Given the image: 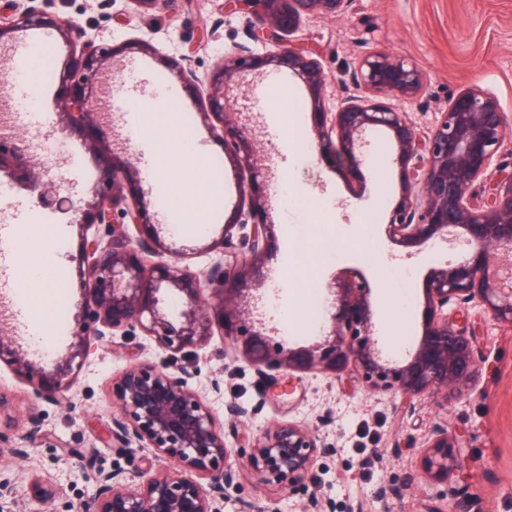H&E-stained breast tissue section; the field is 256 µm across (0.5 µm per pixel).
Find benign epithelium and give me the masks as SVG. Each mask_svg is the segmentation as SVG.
<instances>
[{
	"label": "benign epithelium",
	"instance_id": "benign-epithelium-1",
	"mask_svg": "<svg viewBox=\"0 0 512 512\" xmlns=\"http://www.w3.org/2000/svg\"><path fill=\"white\" fill-rule=\"evenodd\" d=\"M349 0H224V7L248 15L247 37L271 45L263 56L241 44L213 69L205 96L206 116L223 123L228 156L257 174L263 164L255 138L229 118L227 92L236 78L266 66L297 74L317 116L314 148L332 157L340 169L356 176L365 159L359 149L363 136L384 130L396 150L400 193L391 208L386 232L404 245L425 243L462 229L467 255L431 269L427 276V320L417 349L409 360L384 359L373 336L369 290L360 283L339 289L338 308L328 334L315 344L295 350L254 330L257 297L254 286L264 283V255L275 237L266 218L261 192L249 195L235 223L249 228L236 244L224 234L221 257L202 271H193L175 257L156 265L149 259L162 253L165 242L145 223V192L136 182V162L129 155L102 170L91 195L77 208V223L90 233L83 238L87 268L83 284L90 299L84 307L67 352L47 370L29 358L23 344L0 336V360L29 377L34 395L58 406L74 405L67 395L94 342L115 336L149 337L157 348L178 354L200 349L218 325L224 344L235 357L271 381V371L317 370L337 378L355 376L372 390L403 400L424 395L444 402L457 398L479 370V340L470 308L483 307L491 318L512 327V266L496 264V255L512 257V166L489 168L503 146L508 119L492 95L478 88L461 90L440 113L433 128L421 134L388 103L391 98L414 99L422 91L424 73L413 61L375 51L362 57L351 72L358 94L344 97L336 111H325L323 90L328 75L307 47L289 39L303 17L343 14ZM26 29L54 30L73 39L72 27L34 6L16 17L0 19V41ZM142 49L138 45L101 46L81 42L58 74L60 115L71 127L98 126L93 99L100 74L109 60ZM6 160L27 168L38 206H58V189L44 181L42 167L19 139H0V164ZM175 291L182 308L172 317L162 306L161 293ZM196 372L134 362L112 384L120 412L112 418V447L151 449L174 457L195 470L201 482L186 481L171 472L150 473L135 459L129 467L96 473V493L80 512H219L227 487L237 472L252 467L269 475L294 494L305 490V477L317 458L331 452L309 427L278 423L251 446L248 456L230 461L224 430L196 389ZM43 415L28 416L26 439L44 441ZM464 465L457 437L438 427L425 442L420 459L423 473L446 484ZM142 480L135 486L128 474Z\"/></svg>",
	"mask_w": 512,
	"mask_h": 512
}]
</instances>
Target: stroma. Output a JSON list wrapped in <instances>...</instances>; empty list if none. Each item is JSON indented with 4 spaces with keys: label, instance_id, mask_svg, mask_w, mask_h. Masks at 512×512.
Masks as SVG:
<instances>
[{
    "label": "stroma",
    "instance_id": "1",
    "mask_svg": "<svg viewBox=\"0 0 512 512\" xmlns=\"http://www.w3.org/2000/svg\"><path fill=\"white\" fill-rule=\"evenodd\" d=\"M35 2L86 32L100 45L150 43L116 57L103 71L106 93L101 101L102 121L109 133L113 154L137 158L138 177L150 194L147 221L167 231L170 213L151 178V155L131 137L130 117L121 106L133 95L154 100L172 91L183 122L197 135V148L209 154L212 177L220 183L222 197L205 231H188L174 242L186 246L185 262L191 269H207L220 255L225 233L241 237V226L232 220L242 189L254 186L268 195L269 219L276 239L267 254L269 277L262 292L272 298L267 327H279L284 305L295 297L291 275L299 251L317 250L312 274L322 307L308 317V328L293 332L292 346L309 345L310 327L327 325L333 302V284L360 282L370 290L375 336L381 348L394 345L389 333L393 316L390 292L396 275L409 293L403 336L416 348L426 319V274L430 267L455 259L446 243L433 240L412 247L391 240L385 224L398 199V170L394 147L381 130L370 134L365 152L364 182L336 169L314 150V118L304 84L287 70L266 68L233 84L230 107L238 121L255 136L267 167L248 179L224 154V138L216 119H203L201 94L187 91L170 67L190 57L199 77H207L234 46L249 44L264 55L267 44L248 42L240 14L222 9L224 0H176L161 4L160 23L152 24L133 0H0V17ZM294 37L315 50L327 75L324 99L335 107L346 94L350 73L366 53L383 51L418 62L426 73L422 94L410 101H395L420 132L429 131L449 100L460 89L475 86L493 95L512 116V0H350L340 16L303 19ZM44 41L52 72L43 81L39 116L19 128L16 94L8 84L17 57L36 41ZM73 43L57 33L32 29L0 42V135L26 140L29 151L45 167L48 179L61 195H86L101 174L94 150L97 132L72 129L58 114L56 71L67 61ZM288 84L301 107L302 132L307 151L284 147L280 129L268 104L259 103L257 90L273 78ZM51 144L52 153L41 150ZM305 190L307 199L292 205L280 196L282 186ZM332 224V231L314 232L316 216ZM232 230H225V223ZM16 224H54L60 229L53 249L63 285L56 306L64 315L58 323L71 334L84 306L82 271L85 227L70 216L39 207L29 190L23 168L0 169V334L28 335V320L20 315L18 290L12 278L16 262L10 230ZM480 338V370L464 394L444 403L429 396L404 401L389 393L373 392L356 378L337 380L320 372H293L279 383L259 377L243 361L224 349V338L213 334L205 346L177 354L178 364L196 369V385L216 420H223L224 405L233 401L245 410L238 437L229 439L234 452L248 453L255 439L278 423L306 425L329 447L306 478L308 490L332 502L334 512H424L431 503L451 512H512V327L490 316L473 315ZM167 355L144 336L115 337L92 347L87 364L72 388L75 408L65 409L37 399L28 377L0 361V397L13 419V445H21L28 428L27 416L42 413L48 439L29 449L25 458L0 456V477L10 480L11 492L0 498V512H77L96 490L95 472L123 465L127 457L105 442L104 432L118 415L112 383L133 361L160 364ZM219 390H212V381ZM445 427L460 440L466 466L452 478V496L424 477L419 466L429 433ZM303 497L288 493L253 468L243 469L224 497L222 512H244L246 505L258 512H302Z\"/></svg>",
    "mask_w": 512,
    "mask_h": 512
}]
</instances>
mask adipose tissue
I'll use <instances>...</instances> for the list:
<instances>
[{
  "instance_id": "obj_1",
  "label": "adipose tissue",
  "mask_w": 512,
  "mask_h": 512,
  "mask_svg": "<svg viewBox=\"0 0 512 512\" xmlns=\"http://www.w3.org/2000/svg\"><path fill=\"white\" fill-rule=\"evenodd\" d=\"M136 134L154 147V177L168 183L167 205L178 223L204 229L219 187L209 178L210 159L196 149L192 131L181 121L170 99L142 104L136 115ZM14 244L22 262L14 276L22 282L23 304L32 307L36 339L48 344V325L55 306L60 276L48 251L54 230L47 225L18 227Z\"/></svg>"
}]
</instances>
